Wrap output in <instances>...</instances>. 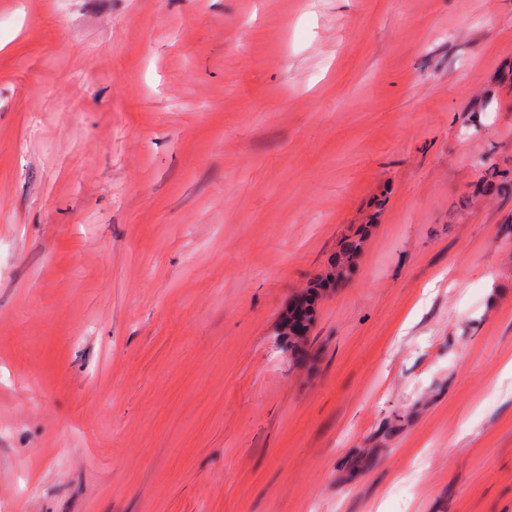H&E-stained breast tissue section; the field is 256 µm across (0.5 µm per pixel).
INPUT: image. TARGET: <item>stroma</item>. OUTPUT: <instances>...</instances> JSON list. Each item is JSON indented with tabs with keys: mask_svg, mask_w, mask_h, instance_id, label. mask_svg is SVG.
Returning <instances> with one entry per match:
<instances>
[{
	"mask_svg": "<svg viewBox=\"0 0 512 512\" xmlns=\"http://www.w3.org/2000/svg\"><path fill=\"white\" fill-rule=\"evenodd\" d=\"M511 70L512 0H0V512H512Z\"/></svg>",
	"mask_w": 512,
	"mask_h": 512,
	"instance_id": "1",
	"label": "stroma"
}]
</instances>
